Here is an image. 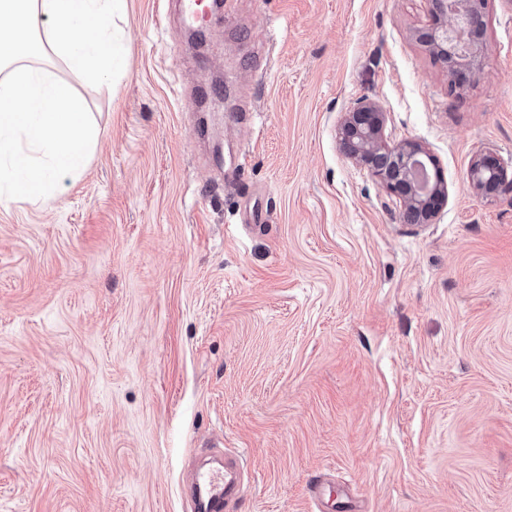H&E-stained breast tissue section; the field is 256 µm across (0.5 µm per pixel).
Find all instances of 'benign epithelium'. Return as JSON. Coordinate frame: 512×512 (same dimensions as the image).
Returning <instances> with one entry per match:
<instances>
[{"label": "benign epithelium", "instance_id": "obj_1", "mask_svg": "<svg viewBox=\"0 0 512 512\" xmlns=\"http://www.w3.org/2000/svg\"><path fill=\"white\" fill-rule=\"evenodd\" d=\"M487 0H431L432 26L418 35L428 51L445 65L452 80L481 78L485 68L482 41ZM386 112L376 101L359 100L345 113L339 137L346 156L366 169L400 204L402 218L411 224L432 221L447 205L448 183L428 148L405 140L388 145ZM468 180L478 196L491 197L512 187L507 172L490 154L472 160Z\"/></svg>", "mask_w": 512, "mask_h": 512}]
</instances>
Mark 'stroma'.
<instances>
[{"label":"stroma","mask_w":512,"mask_h":512,"mask_svg":"<svg viewBox=\"0 0 512 512\" xmlns=\"http://www.w3.org/2000/svg\"><path fill=\"white\" fill-rule=\"evenodd\" d=\"M429 0H235L192 44L124 0L113 85L55 62L98 141L78 178L0 204V512H191L201 454H242L225 512H512V0L483 77L413 38ZM225 98L192 103L214 78ZM448 182L429 224L342 152L361 98ZM467 176L475 194L482 197L498 195L503 186L512 187V182L507 180V172L491 154L475 156Z\"/></svg>","instance_id":"stroma-1"}]
</instances>
